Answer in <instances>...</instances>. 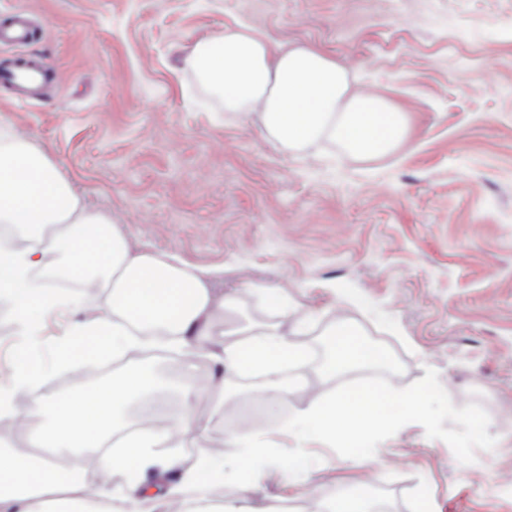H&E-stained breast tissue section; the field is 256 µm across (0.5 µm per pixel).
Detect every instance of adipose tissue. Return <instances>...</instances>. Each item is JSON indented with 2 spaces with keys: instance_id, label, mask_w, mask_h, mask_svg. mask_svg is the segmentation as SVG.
<instances>
[{
  "instance_id": "obj_1",
  "label": "adipose tissue",
  "mask_w": 512,
  "mask_h": 512,
  "mask_svg": "<svg viewBox=\"0 0 512 512\" xmlns=\"http://www.w3.org/2000/svg\"><path fill=\"white\" fill-rule=\"evenodd\" d=\"M186 65L220 94L225 111L259 110L261 138L289 151L328 141L350 155L371 158L403 141L401 111L381 95L351 92L348 70L309 46L274 53L251 31L228 28L220 45L196 42ZM0 223L21 225L31 239L22 250L0 245V289H6L11 306L21 307L23 318L40 322L79 305L66 295L51 304L43 302L51 284L31 279L30 274L48 265L58 274L111 290V310L71 326L72 356L91 360L103 350L142 345L157 327L185 350L208 345L211 321L224 310L225 301L215 294L207 275L176 260L130 248L107 214L91 213L82 206L34 144L4 129L0 130ZM335 335L325 365L327 376L367 363L362 349L353 346L349 328L339 327ZM213 359L226 373L259 371L280 396L288 391L282 369L298 361L299 350L273 331L263 338L225 345ZM42 376L40 365L24 361L15 366L11 385L0 390V425L15 422L17 404L24 399L30 402L29 418L37 423L26 447L0 449V512H144L149 497L134 482L120 495H104L95 509H87L81 495L66 490L59 460L81 467L92 463L105 473L147 466L175 470L181 459L167 448L172 432L191 439L202 434L177 414L161 431L126 429L128 404L161 384L150 365L126 369L103 390H79L65 397L38 394ZM110 434L120 439V452L88 461L84 449L102 447ZM219 478L213 453L203 448L194 467L166 493L177 501L179 512H211L209 493Z\"/></svg>"
}]
</instances>
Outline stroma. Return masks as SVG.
<instances>
[{"mask_svg":"<svg viewBox=\"0 0 512 512\" xmlns=\"http://www.w3.org/2000/svg\"><path fill=\"white\" fill-rule=\"evenodd\" d=\"M21 9L35 34L0 49V65L38 57L60 82L25 106L0 85V127L34 143L131 248L177 258L233 297L211 349L273 328L308 352L284 372L287 398L265 403L267 423L248 414L264 390L254 376L227 375L220 412L208 397L155 396L204 429L197 445L177 436L183 467L198 446L229 453L255 431L295 447L272 422L336 387L320 372L344 324L382 351L359 376L402 388L435 369L456 407L488 412L495 448L463 465L411 423L363 467L310 442L322 463L300 478L266 471L246 508L299 500L317 512L344 485L381 512H512V0H0V24ZM228 27L275 53L304 44L336 59L353 91L402 111L404 142L359 158L263 141L257 113L225 111L184 65ZM76 320L47 319L38 394L142 363L202 388L216 372L209 351L173 347H128L94 370L59 363L55 342Z\"/></svg>","mask_w":512,"mask_h":512,"instance_id":"35a3bbf8","label":"stroma"}]
</instances>
